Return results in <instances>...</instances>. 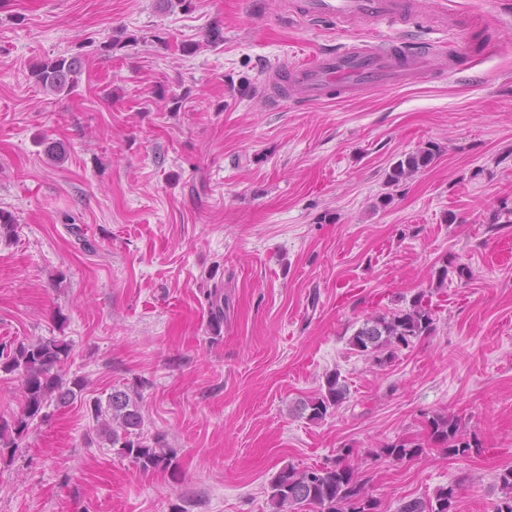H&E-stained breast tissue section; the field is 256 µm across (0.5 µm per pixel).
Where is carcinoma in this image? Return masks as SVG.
<instances>
[{
    "label": "carcinoma",
    "mask_w": 512,
    "mask_h": 512,
    "mask_svg": "<svg viewBox=\"0 0 512 512\" xmlns=\"http://www.w3.org/2000/svg\"><path fill=\"white\" fill-rule=\"evenodd\" d=\"M137 41L133 36H113L102 43L103 55L112 54ZM82 60L77 54L58 55L34 61L30 77L45 91L56 95H69L78 84ZM437 155V147L429 144L403 155L391 166L387 184L397 186L414 174L428 168ZM433 291L416 292L403 308L385 313H371L349 339L353 349L383 366L391 362L397 351L414 341L435 332L438 323L433 308ZM212 323L217 332L224 321V295L215 288L208 292ZM70 345L55 338L19 342L7 349L0 347V371L17 375L21 384L23 406L11 420L0 419V447L16 448L17 440L27 434L30 424L40 416L51 399L67 404L75 399L74 388H83V382L64 381L59 369L68 361ZM349 388L341 374L334 371L326 375L325 383L311 397L297 404V412L310 421L324 419L348 398ZM139 392H112L107 401L96 398L89 405L95 422V435L109 442L118 454L130 459L141 471L166 470L174 466V457L163 439H149L143 435V417L139 407ZM430 440L451 456L465 455L471 450L461 430L460 420L445 412L432 415L426 422ZM420 444L399 440L385 444L377 456L399 463L420 455ZM500 497L494 512H512V468L497 475ZM462 487L451 483L438 488L434 500L420 498L400 503L397 512H448V503L456 502ZM272 512H379V503L360 479L359 468L349 462L336 461L319 468L283 469L270 487Z\"/></svg>",
    "instance_id": "1"
}]
</instances>
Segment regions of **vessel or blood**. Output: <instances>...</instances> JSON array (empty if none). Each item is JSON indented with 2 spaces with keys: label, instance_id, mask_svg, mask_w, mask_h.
<instances>
[{
  "label": "vessel or blood",
  "instance_id": "vessel-or-blood-1",
  "mask_svg": "<svg viewBox=\"0 0 512 512\" xmlns=\"http://www.w3.org/2000/svg\"><path fill=\"white\" fill-rule=\"evenodd\" d=\"M412 0H297V10L306 18L324 23L361 18L374 24H400L411 12ZM421 48L405 39L372 49L366 45L342 44L336 51L320 54L289 67L288 73L305 103L359 96L373 84H407L417 74L400 58L422 57Z\"/></svg>",
  "mask_w": 512,
  "mask_h": 512
}]
</instances>
